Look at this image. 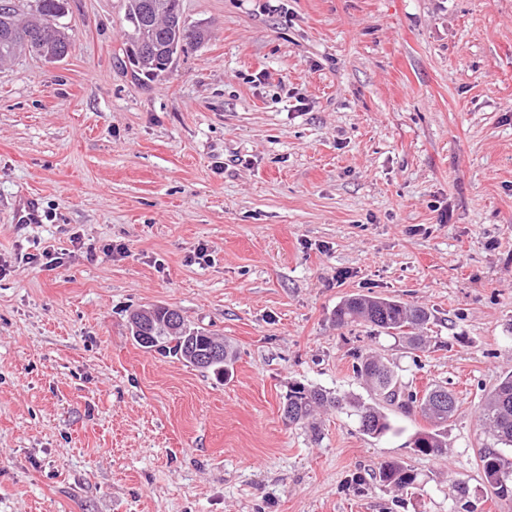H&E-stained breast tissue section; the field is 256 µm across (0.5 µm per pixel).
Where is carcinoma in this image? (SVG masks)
<instances>
[{
  "instance_id": "carcinoma-1",
  "label": "carcinoma",
  "mask_w": 512,
  "mask_h": 512,
  "mask_svg": "<svg viewBox=\"0 0 512 512\" xmlns=\"http://www.w3.org/2000/svg\"><path fill=\"white\" fill-rule=\"evenodd\" d=\"M65 0H37L36 17L23 20L12 0H0V63L14 58L26 50L41 58L56 60L67 56L70 37L59 19L64 12ZM125 21L128 25L127 62L134 76L153 81L168 71L165 52H159L148 62L137 51L139 41L159 38L168 45L180 34L189 31L192 41L204 38V31L186 23L180 0H125ZM168 308L157 307L154 316L144 327L145 335L154 336L162 344V351L187 363H192L187 351L165 331ZM431 313L421 307L398 300L352 295L338 306L334 322L338 327L365 322L392 335H406L413 348L424 346V338L415 334L425 328ZM235 354L229 344H224V357L210 369L218 376L229 374ZM352 371L355 377L365 380L371 401L364 402L349 396H332L330 393L303 384L290 387L283 405L284 419L291 425H300L319 432L316 412L325 405L338 409L349 408L358 418L360 431L379 438L393 430L385 406L395 405L406 412H418L429 423V428L416 432L411 445L414 454L442 456L446 453L445 428L457 411L456 397L452 390L442 385H430L422 391L411 390L402 396V385L394 367L362 351L354 354ZM479 422L494 438L495 447L484 448L479 461L483 481L499 497H512V461L505 450L512 449V371L504 373L488 395L479 415ZM375 477L390 488H413L417 483L415 470L403 463L386 461L380 464Z\"/></svg>"
}]
</instances>
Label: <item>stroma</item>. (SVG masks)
<instances>
[{
    "label": "stroma",
    "mask_w": 512,
    "mask_h": 512,
    "mask_svg": "<svg viewBox=\"0 0 512 512\" xmlns=\"http://www.w3.org/2000/svg\"><path fill=\"white\" fill-rule=\"evenodd\" d=\"M181 4L208 35L155 81L124 0L0 70V512H512L478 423L512 369V0ZM356 294L428 309L425 350L336 328ZM154 305L230 341L229 378L137 345ZM358 350L454 391L446 456L397 408L374 439L285 423L295 383L368 399ZM375 478L385 487L398 489L415 488L417 483V473L410 465L392 461L382 462Z\"/></svg>",
    "instance_id": "1"
}]
</instances>
